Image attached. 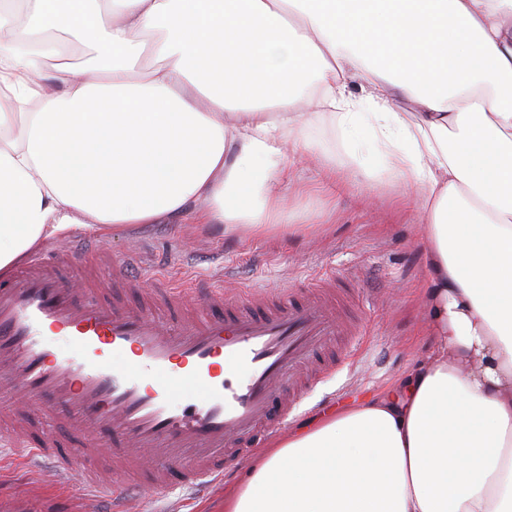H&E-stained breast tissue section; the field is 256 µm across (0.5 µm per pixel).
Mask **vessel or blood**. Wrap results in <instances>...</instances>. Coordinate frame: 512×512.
I'll list each match as a JSON object with an SVG mask.
<instances>
[{
	"instance_id": "vessel-or-blood-1",
	"label": "vessel or blood",
	"mask_w": 512,
	"mask_h": 512,
	"mask_svg": "<svg viewBox=\"0 0 512 512\" xmlns=\"http://www.w3.org/2000/svg\"><path fill=\"white\" fill-rule=\"evenodd\" d=\"M86 262L54 245L0 281V388L27 413L0 430V445L116 497L229 475L307 393L298 367L332 368L336 337L353 354L368 333L364 321H343L328 274L233 297L180 283L124 303L107 298L105 279L77 287L73 272ZM43 394L70 410L81 439L50 428L54 411L36 403Z\"/></svg>"
}]
</instances>
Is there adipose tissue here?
<instances>
[{
    "instance_id": "obj_1",
    "label": "adipose tissue",
    "mask_w": 512,
    "mask_h": 512,
    "mask_svg": "<svg viewBox=\"0 0 512 512\" xmlns=\"http://www.w3.org/2000/svg\"><path fill=\"white\" fill-rule=\"evenodd\" d=\"M21 15L91 65L0 42V276L74 227L287 228L290 151L421 217L427 354L224 512H512V0H0V31Z\"/></svg>"
}]
</instances>
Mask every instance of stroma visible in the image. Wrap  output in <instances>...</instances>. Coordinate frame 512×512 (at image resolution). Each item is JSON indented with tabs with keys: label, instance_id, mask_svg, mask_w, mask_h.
Wrapping results in <instances>:
<instances>
[{
	"label": "stroma",
	"instance_id": "1",
	"mask_svg": "<svg viewBox=\"0 0 512 512\" xmlns=\"http://www.w3.org/2000/svg\"><path fill=\"white\" fill-rule=\"evenodd\" d=\"M282 193L288 227L265 236L225 231L220 224L176 219L164 224H100L65 231L68 239L105 241L113 266L130 261L146 290L168 279H207L234 293L241 286L280 290L294 282L336 274L359 293L355 307L369 337L354 359L306 394L280 439L329 406L343 408L384 394L431 344L420 299L425 290V242L412 207L385 188L349 185L335 199L310 163L293 165ZM243 477L210 486L179 487L164 496L143 492L128 512H224V495ZM112 495L66 483L39 458L0 447V512H105Z\"/></svg>",
	"mask_w": 512,
	"mask_h": 512
}]
</instances>
